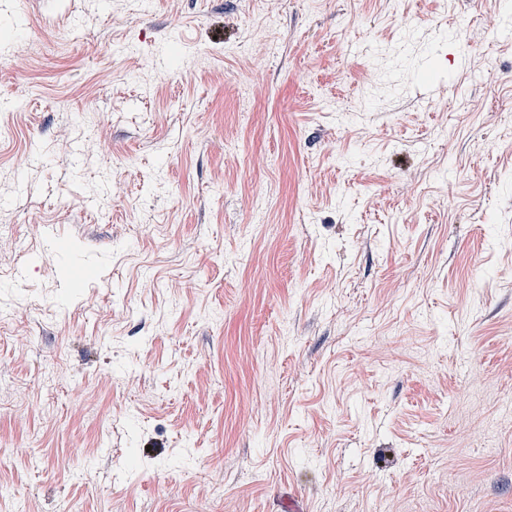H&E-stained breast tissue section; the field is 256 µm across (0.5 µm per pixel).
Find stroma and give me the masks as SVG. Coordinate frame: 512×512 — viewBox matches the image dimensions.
Returning <instances> with one entry per match:
<instances>
[{"mask_svg":"<svg viewBox=\"0 0 512 512\" xmlns=\"http://www.w3.org/2000/svg\"><path fill=\"white\" fill-rule=\"evenodd\" d=\"M0 23V512H512V39L483 0Z\"/></svg>","mask_w":512,"mask_h":512,"instance_id":"obj_1","label":"stroma"}]
</instances>
